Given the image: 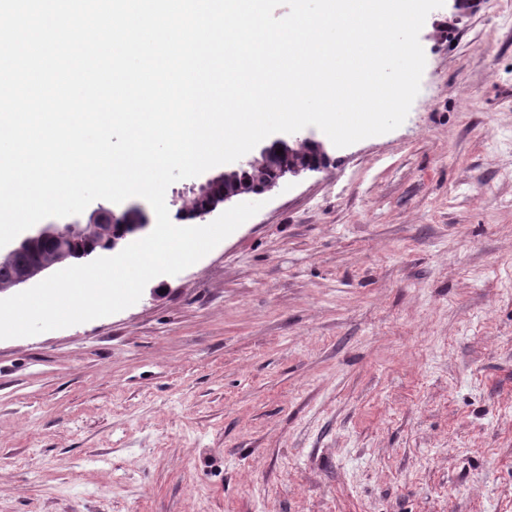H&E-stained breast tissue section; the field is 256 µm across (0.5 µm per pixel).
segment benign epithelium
Wrapping results in <instances>:
<instances>
[{
  "mask_svg": "<svg viewBox=\"0 0 512 512\" xmlns=\"http://www.w3.org/2000/svg\"><path fill=\"white\" fill-rule=\"evenodd\" d=\"M283 149L280 163L267 169L271 152ZM333 145L317 138L312 132H295L274 138L257 153L238 160L231 169L197 179L184 190L176 192L169 206L175 209V219L184 221L190 217L204 220L218 206L233 204L244 195H261L274 190L288 180L308 177L322 172L331 161ZM112 224V250H117L125 233L115 228L117 224H130L142 231L149 226V218L138 205L118 214L113 209L99 204L82 217H73L65 222L50 221L36 224L24 235L0 248V255L12 256L24 246L37 241L58 243L53 261L23 270L11 282L0 286V294L24 287L41 277L53 267L70 261L66 241L90 235L99 230L101 224Z\"/></svg>",
  "mask_w": 512,
  "mask_h": 512,
  "instance_id": "1",
  "label": "benign epithelium"
}]
</instances>
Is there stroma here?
Instances as JSON below:
<instances>
[{
	"label": "stroma",
	"instance_id": "stroma-1",
	"mask_svg": "<svg viewBox=\"0 0 512 512\" xmlns=\"http://www.w3.org/2000/svg\"><path fill=\"white\" fill-rule=\"evenodd\" d=\"M419 40L400 127L0 340V512H512V0Z\"/></svg>",
	"mask_w": 512,
	"mask_h": 512
}]
</instances>
